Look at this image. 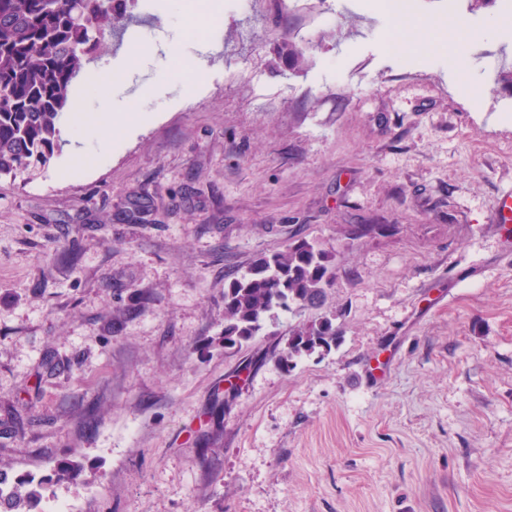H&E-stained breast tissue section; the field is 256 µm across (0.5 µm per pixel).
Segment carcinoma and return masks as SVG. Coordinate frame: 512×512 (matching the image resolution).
Masks as SVG:
<instances>
[{
    "instance_id": "cac0c4a2",
    "label": "carcinoma",
    "mask_w": 512,
    "mask_h": 512,
    "mask_svg": "<svg viewBox=\"0 0 512 512\" xmlns=\"http://www.w3.org/2000/svg\"><path fill=\"white\" fill-rule=\"evenodd\" d=\"M127 0H0V177L49 166L60 145L61 119L83 63L97 57L121 21ZM336 282L333 255L299 241L264 254L224 287V347H242L280 311L321 305ZM342 336L335 315L300 323L279 353L284 369ZM39 490L19 483L0 505L26 512Z\"/></svg>"
}]
</instances>
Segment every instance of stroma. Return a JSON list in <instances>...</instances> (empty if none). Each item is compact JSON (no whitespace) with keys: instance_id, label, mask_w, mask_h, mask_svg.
<instances>
[{"instance_id":"35a3bbf8","label":"stroma","mask_w":512,"mask_h":512,"mask_svg":"<svg viewBox=\"0 0 512 512\" xmlns=\"http://www.w3.org/2000/svg\"><path fill=\"white\" fill-rule=\"evenodd\" d=\"M191 2L137 0L144 51L85 64L88 111L108 65L113 119L138 112L105 158L88 136L77 167L66 126L0 178V468L42 482L31 512H512V11ZM452 12L459 71L413 27ZM301 238L336 257L321 310L225 349L228 276ZM321 312L340 343L283 369ZM490 222L505 234V242L512 245V190H503L498 195Z\"/></svg>"}]
</instances>
